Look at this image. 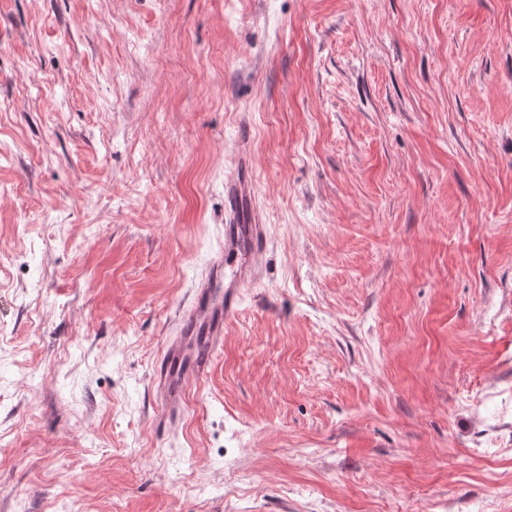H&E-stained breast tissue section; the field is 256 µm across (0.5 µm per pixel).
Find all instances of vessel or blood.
Returning a JSON list of instances; mask_svg holds the SVG:
<instances>
[{
    "instance_id": "obj_1",
    "label": "vessel or blood",
    "mask_w": 512,
    "mask_h": 512,
    "mask_svg": "<svg viewBox=\"0 0 512 512\" xmlns=\"http://www.w3.org/2000/svg\"><path fill=\"white\" fill-rule=\"evenodd\" d=\"M251 183L241 175L225 185L224 250L180 315V334L168 340L156 370V421L173 425L184 411L191 381L202 378L224 339V324L235 313L244 282L255 277L265 249V229L248 202Z\"/></svg>"
}]
</instances>
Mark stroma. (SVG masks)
Wrapping results in <instances>:
<instances>
[{
    "instance_id": "35a3bbf8",
    "label": "stroma",
    "mask_w": 512,
    "mask_h": 512,
    "mask_svg": "<svg viewBox=\"0 0 512 512\" xmlns=\"http://www.w3.org/2000/svg\"><path fill=\"white\" fill-rule=\"evenodd\" d=\"M0 512H512V0H0ZM251 183L242 174L225 184L224 252L194 291L188 309L180 315V336L167 341L155 380L156 422L173 425L183 415L189 384L208 371L224 339V322L236 311L237 288L255 277L265 249V229L248 208ZM224 289H216L217 285Z\"/></svg>"
}]
</instances>
